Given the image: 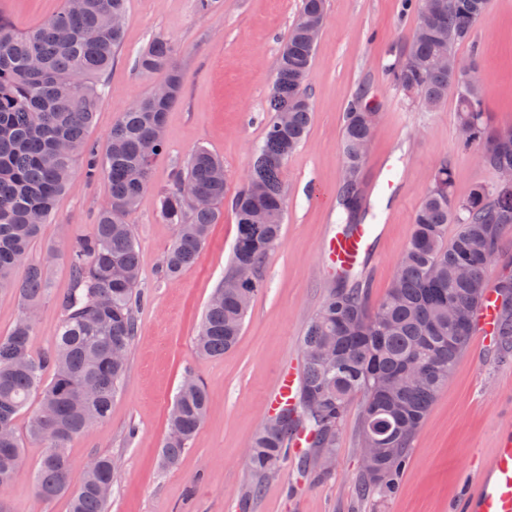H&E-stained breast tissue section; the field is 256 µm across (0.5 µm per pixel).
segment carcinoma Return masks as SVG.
<instances>
[{
	"label": "carcinoma",
	"mask_w": 512,
	"mask_h": 512,
	"mask_svg": "<svg viewBox=\"0 0 512 512\" xmlns=\"http://www.w3.org/2000/svg\"><path fill=\"white\" fill-rule=\"evenodd\" d=\"M489 0H433L430 19L417 10L413 38L403 53L413 64L389 65L396 84L437 110L456 91V123L465 149L482 145L480 162L492 181L470 195H454V172L442 162L413 216L412 234L378 306L368 305V283L338 274L302 339V351L329 345L336 360L304 359L298 401L284 407L254 436L250 467L275 470L288 451V438L301 428L313 434L311 447L330 453L336 430L351 399L363 397L359 434L386 449L374 462L387 479L367 473L360 490L386 497L397 487L412 443L438 393L466 352L476 328L475 311L483 295H500L498 336L512 349V264L504 263L494 284L490 265L501 258L503 237L512 233V185L497 182L512 170V139L487 123L479 79L458 89L438 65L444 54L471 40ZM127 0H66L64 7L29 31L0 16V288L16 290L22 310L41 307L49 294V263L29 255L48 223L58 198L72 186L75 162L88 154L87 175L105 176L109 208L98 213L91 231L69 251L71 288L61 297L63 319L53 346L33 353L34 323L20 316L0 337V486L9 484L22 464L23 440L43 448L35 468L38 494L69 497V512H106L100 487L112 485V458L92 461L72 485L67 448L97 423L107 420L126 371L137 332L140 304L139 256L128 217L149 185L151 162L163 147L166 113L181 96L179 68L168 40L156 35L139 55L144 71H166L168 97L151 92L124 110L112 126L104 155L87 146V131L101 97L100 78L119 48ZM326 0H302L299 16L277 59L262 143L247 184L233 200L237 237L231 268L205 311L196 348L220 356L239 338L250 304L262 282V264L281 238L287 202L282 172L307 135L312 105L305 81L315 59L326 17ZM378 104L359 96L344 115L341 148L344 166L356 178L341 183L339 206L346 223L365 218L361 173L365 140ZM224 164L199 148L178 172L172 189L159 199L164 221L177 236L163 259L167 276L192 267L224 202ZM460 230L448 237V225ZM248 269L243 288L231 287ZM468 313V321L448 320V308ZM420 360L429 375L404 381L407 366ZM39 404L25 436L15 429L32 395ZM178 415L168 418L163 459L177 465L202 426L208 391L197 376L181 384Z\"/></svg>",
	"instance_id": "1"
}]
</instances>
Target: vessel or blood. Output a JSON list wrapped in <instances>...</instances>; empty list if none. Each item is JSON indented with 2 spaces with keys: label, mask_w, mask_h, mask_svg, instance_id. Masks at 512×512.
Segmentation results:
<instances>
[{
  "label": "vessel or blood",
  "mask_w": 512,
  "mask_h": 512,
  "mask_svg": "<svg viewBox=\"0 0 512 512\" xmlns=\"http://www.w3.org/2000/svg\"><path fill=\"white\" fill-rule=\"evenodd\" d=\"M378 228L373 224H344L330 228L322 245V257L335 271L361 273L373 251ZM299 386L295 368L284 369L267 397L277 411L294 399ZM449 512H512V432L503 436L488 459L476 485L468 486L462 499Z\"/></svg>",
  "instance_id": "obj_1"
}]
</instances>
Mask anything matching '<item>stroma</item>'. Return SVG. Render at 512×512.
Masks as SVG:
<instances>
[{
    "instance_id": "stroma-1",
    "label": "stroma",
    "mask_w": 512,
    "mask_h": 512,
    "mask_svg": "<svg viewBox=\"0 0 512 512\" xmlns=\"http://www.w3.org/2000/svg\"><path fill=\"white\" fill-rule=\"evenodd\" d=\"M301 0H216L202 13L196 0H128L124 35L102 83L87 140L105 150L120 114L166 79L135 62L154 34L170 41L182 76V95L166 115L165 145L155 157L148 189L130 215L138 245L143 303L127 370L110 417L72 441L67 450L73 478L99 456L117 467L107 512H448L468 478L478 477L500 436L512 428V354L467 353L439 393L388 497L358 489L361 470V397L352 398L336 431L330 457L312 448L284 459L278 469L254 473L246 452L268 418L267 393L280 371L301 366V340L327 295L333 272L321 257L329 225L343 223L336 203L343 159L344 113L359 93L380 103V118L362 171L371 180L391 165L400 183L370 280V305L384 297L412 232L414 213L441 162L454 171V193L466 198L490 174L475 150H462L455 101L427 112L399 89L388 66L411 41L415 10L403 0H327L325 26L305 82L313 120L304 142L285 166L288 199L278 245L264 260L262 286L244 320L237 345L223 356L202 357L195 338L205 308L227 274L237 236L230 202L243 187L261 143L281 46ZM64 0H0V16L18 30L37 27ZM476 57L485 90L484 108L494 126H512V0H489L474 40L457 48ZM224 163L225 202L196 263L180 276L162 267L175 241V225L162 220L160 194L197 148ZM109 203L103 178L86 181L74 166V184L59 197L32 253L50 263L51 291L36 321L32 347L53 345L62 319L60 298L71 286L67 252L87 234ZM206 384L209 410L177 467L162 460L168 414L186 372ZM42 454L25 443L21 470L0 489L9 512H69L67 497L38 496L34 468Z\"/></svg>"
}]
</instances>
